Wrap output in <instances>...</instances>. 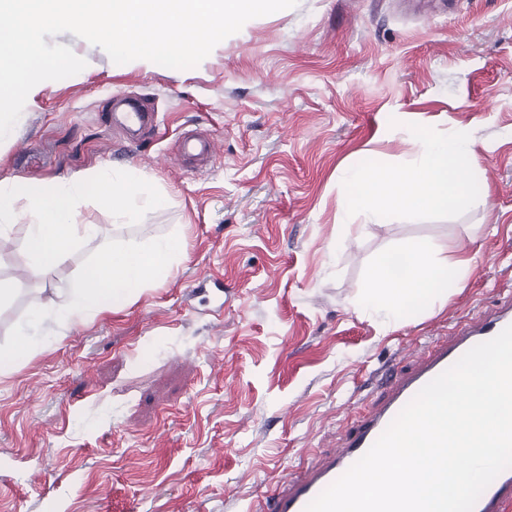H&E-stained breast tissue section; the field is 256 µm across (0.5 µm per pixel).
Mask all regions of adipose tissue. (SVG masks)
I'll list each match as a JSON object with an SVG mask.
<instances>
[{
	"label": "adipose tissue",
	"instance_id": "obj_1",
	"mask_svg": "<svg viewBox=\"0 0 512 512\" xmlns=\"http://www.w3.org/2000/svg\"><path fill=\"white\" fill-rule=\"evenodd\" d=\"M472 165L465 139L426 138L418 159L410 165L391 169L356 164L346 170L345 178L356 189L361 211L381 222L397 209H447L466 192ZM90 193L114 215L134 220L139 216L136 201L151 197L152 189L145 178L117 177L107 172L64 180L48 188L0 181V239L13 231L18 212L28 217L19 253V264L26 272L39 274L67 263L81 242L99 243L95 258L84 266L54 311L56 317L69 323L129 300L135 289L157 279L181 251L175 236L147 243L105 240L102 225L77 220ZM401 256L405 261L402 273H395L385 260L372 269L363 297L364 306L383 312L390 320L442 292L447 280L461 281L470 265L466 258L448 264L419 243L407 245Z\"/></svg>",
	"mask_w": 512,
	"mask_h": 512
}]
</instances>
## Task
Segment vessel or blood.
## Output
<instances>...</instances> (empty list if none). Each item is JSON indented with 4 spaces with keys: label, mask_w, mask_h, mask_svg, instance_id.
Instances as JSON below:
<instances>
[{
    "label": "vessel or blood",
    "mask_w": 512,
    "mask_h": 512,
    "mask_svg": "<svg viewBox=\"0 0 512 512\" xmlns=\"http://www.w3.org/2000/svg\"><path fill=\"white\" fill-rule=\"evenodd\" d=\"M512 325V292L477 320L458 324L449 340L435 344L415 366L390 374L379 402L353 421L337 452L315 455L304 470L288 472L271 497L256 502L251 512H305L307 505L345 473L379 438L400 411L432 379L468 350ZM473 512H512V468L501 472L478 498Z\"/></svg>",
    "instance_id": "obj_1"
}]
</instances>
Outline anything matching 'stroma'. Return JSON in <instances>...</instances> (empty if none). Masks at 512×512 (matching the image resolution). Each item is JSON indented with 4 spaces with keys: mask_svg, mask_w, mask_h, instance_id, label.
Segmentation results:
<instances>
[{
    "mask_svg": "<svg viewBox=\"0 0 512 512\" xmlns=\"http://www.w3.org/2000/svg\"><path fill=\"white\" fill-rule=\"evenodd\" d=\"M45 42L86 66L30 91L0 180L146 177L139 223L92 197L81 218L117 241L179 234L183 254L130 303L27 326L35 349L0 373V512H245L335 448L382 373L512 290V0H299L184 70L117 65L68 32ZM115 94L157 128L103 120ZM186 134L218 141L202 171L178 152ZM457 135L476 165L462 200L382 224L355 213L348 166L405 165L421 138ZM411 242L470 267L388 324L359 301ZM10 244L0 280L24 290L0 306V346L97 251L37 277L18 266L21 232Z\"/></svg>",
    "mask_w": 512,
    "mask_h": 512,
    "instance_id": "35a3bbf8",
    "label": "stroma"
}]
</instances>
